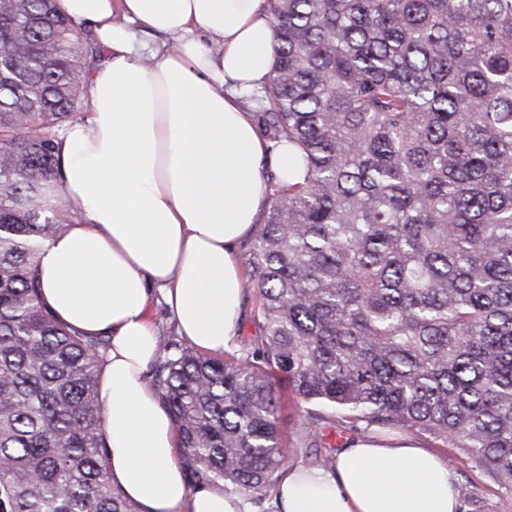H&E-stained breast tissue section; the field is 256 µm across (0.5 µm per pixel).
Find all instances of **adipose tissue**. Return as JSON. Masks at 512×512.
I'll list each match as a JSON object with an SVG mask.
<instances>
[{"label": "adipose tissue", "mask_w": 512, "mask_h": 512, "mask_svg": "<svg viewBox=\"0 0 512 512\" xmlns=\"http://www.w3.org/2000/svg\"><path fill=\"white\" fill-rule=\"evenodd\" d=\"M104 50L88 110L58 137L62 198L76 221L46 241L42 298L78 332L109 337L100 398L112 481L139 512H245L223 485L190 490L172 420L144 372L158 338L153 292L181 336L223 355L243 281L237 246L270 204L267 174L287 178L292 150L270 151L241 104L273 67L267 0H58ZM174 47L138 45L134 23ZM279 512H457L455 480L403 439L355 443L334 469L295 467L277 482Z\"/></svg>", "instance_id": "ef3b65f1"}]
</instances>
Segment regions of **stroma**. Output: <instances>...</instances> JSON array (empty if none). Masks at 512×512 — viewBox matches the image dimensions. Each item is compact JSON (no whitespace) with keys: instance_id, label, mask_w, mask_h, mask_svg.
Here are the masks:
<instances>
[{"instance_id":"obj_1","label":"stroma","mask_w":512,"mask_h":512,"mask_svg":"<svg viewBox=\"0 0 512 512\" xmlns=\"http://www.w3.org/2000/svg\"><path fill=\"white\" fill-rule=\"evenodd\" d=\"M322 420L321 440L302 445L299 436L308 419ZM279 426L288 455L289 466L314 467L323 456H336L358 439L388 442L410 438L444 460L452 472L459 492L460 512H512V497L502 493L492 478L464 451L448 441L415 429H381L375 426L349 430L340 413L316 403H304L290 392H283Z\"/></svg>"}]
</instances>
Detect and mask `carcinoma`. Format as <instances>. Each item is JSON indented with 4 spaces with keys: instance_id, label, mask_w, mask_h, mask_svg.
<instances>
[{
    "instance_id": "carcinoma-1",
    "label": "carcinoma",
    "mask_w": 512,
    "mask_h": 512,
    "mask_svg": "<svg viewBox=\"0 0 512 512\" xmlns=\"http://www.w3.org/2000/svg\"><path fill=\"white\" fill-rule=\"evenodd\" d=\"M275 65L247 94L270 150L243 358L160 343L192 490L260 503L287 465L279 382L351 423L463 448L512 496V0H267ZM102 58L55 0H0V512H137L106 465L110 341L36 275L63 229L57 138Z\"/></svg>"
}]
</instances>
